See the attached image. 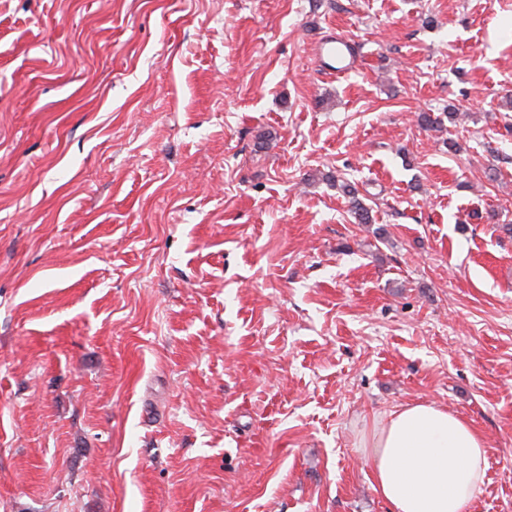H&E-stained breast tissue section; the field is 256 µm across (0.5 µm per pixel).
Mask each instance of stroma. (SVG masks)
Instances as JSON below:
<instances>
[{
	"instance_id": "1",
	"label": "stroma",
	"mask_w": 512,
	"mask_h": 512,
	"mask_svg": "<svg viewBox=\"0 0 512 512\" xmlns=\"http://www.w3.org/2000/svg\"><path fill=\"white\" fill-rule=\"evenodd\" d=\"M511 92L512 0H0V512H390L415 401L512 512ZM349 46V41L343 37L332 38L319 42L317 51L319 56L336 70V75L345 76L358 68Z\"/></svg>"
}]
</instances>
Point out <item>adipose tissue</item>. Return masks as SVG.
<instances>
[{"label":"adipose tissue","instance_id":"obj_1","mask_svg":"<svg viewBox=\"0 0 512 512\" xmlns=\"http://www.w3.org/2000/svg\"><path fill=\"white\" fill-rule=\"evenodd\" d=\"M361 446L391 512H467L485 482L483 437L435 403H410L385 414Z\"/></svg>","mask_w":512,"mask_h":512}]
</instances>
